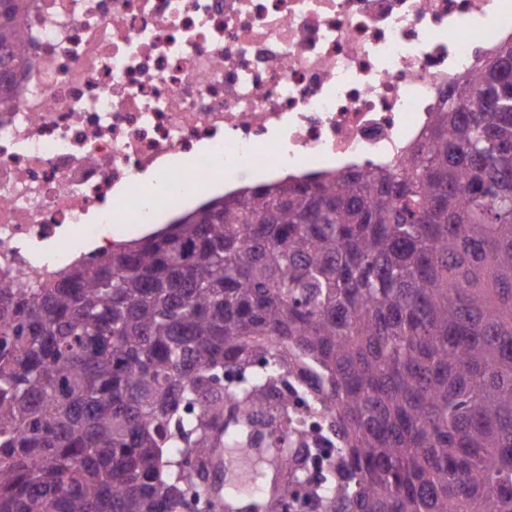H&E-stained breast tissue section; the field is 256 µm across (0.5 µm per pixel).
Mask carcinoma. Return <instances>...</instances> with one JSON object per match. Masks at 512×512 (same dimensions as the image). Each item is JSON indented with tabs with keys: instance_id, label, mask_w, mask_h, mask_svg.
I'll return each instance as SVG.
<instances>
[{
	"instance_id": "carcinoma-1",
	"label": "carcinoma",
	"mask_w": 512,
	"mask_h": 512,
	"mask_svg": "<svg viewBox=\"0 0 512 512\" xmlns=\"http://www.w3.org/2000/svg\"><path fill=\"white\" fill-rule=\"evenodd\" d=\"M28 0H0V102ZM304 376L336 447H271L303 512H512V39L393 168L219 197L0 288V512H183L226 417L286 432Z\"/></svg>"
}]
</instances>
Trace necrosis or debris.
Wrapping results in <instances>:
<instances>
[{
    "label": "necrosis or debris",
    "instance_id": "obj_1",
    "mask_svg": "<svg viewBox=\"0 0 512 512\" xmlns=\"http://www.w3.org/2000/svg\"><path fill=\"white\" fill-rule=\"evenodd\" d=\"M0 288L248 186L399 163L512 0H30Z\"/></svg>",
    "mask_w": 512,
    "mask_h": 512
}]
</instances>
